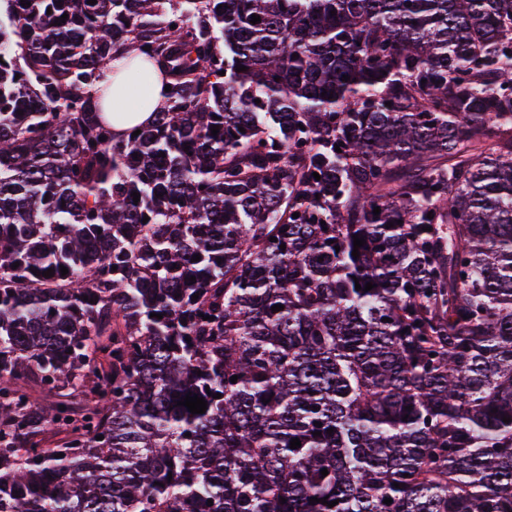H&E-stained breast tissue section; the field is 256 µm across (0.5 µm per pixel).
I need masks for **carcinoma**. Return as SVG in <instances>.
<instances>
[{
  "mask_svg": "<svg viewBox=\"0 0 512 512\" xmlns=\"http://www.w3.org/2000/svg\"><path fill=\"white\" fill-rule=\"evenodd\" d=\"M1 45L0 512H512V0H0ZM131 54L171 90L117 137ZM120 67V64H117L113 70L108 67L104 72V80L101 84L104 86L112 81V105L107 98L103 97L102 112L104 118L112 124V132L117 137L123 135L127 129L133 126L151 124L155 117L153 112H159L165 105V85L168 81L165 75L158 71L155 72L151 78L147 98L139 105L129 106L126 102L123 103L119 96L114 97V86L120 79Z\"/></svg>",
  "mask_w": 512,
  "mask_h": 512,
  "instance_id": "carcinoma-1",
  "label": "carcinoma"
}]
</instances>
